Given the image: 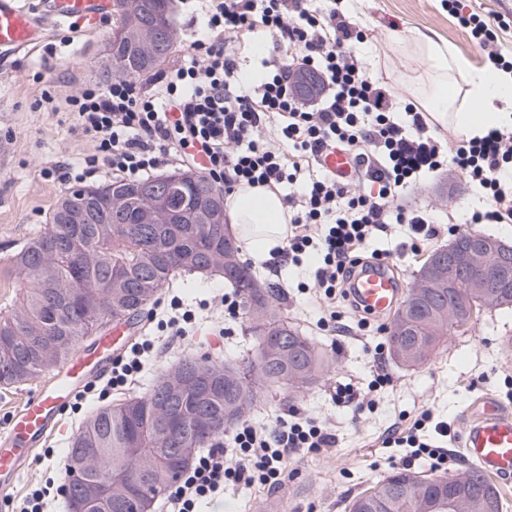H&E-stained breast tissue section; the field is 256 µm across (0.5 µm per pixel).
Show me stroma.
<instances>
[{
	"instance_id": "35a3bbf8",
	"label": "stroma",
	"mask_w": 512,
	"mask_h": 512,
	"mask_svg": "<svg viewBox=\"0 0 512 512\" xmlns=\"http://www.w3.org/2000/svg\"><path fill=\"white\" fill-rule=\"evenodd\" d=\"M343 9L365 30L356 50L402 101L414 99L425 83L426 61L399 49L415 31L435 34L450 48L481 66L482 52L466 30L448 13L444 0H344ZM171 21L176 50L167 60L174 67L190 50L202 23L194 0H172ZM111 25L96 31H50L39 47L20 54L8 75L0 76V260L43 232L58 200L69 189L60 166L83 165L93 145L73 130L68 101L90 87H105L103 70ZM50 91L52 105L41 102ZM406 209L428 211L438 221L437 233L414 241L404 224L391 225L366 244L367 251L386 254L403 286H411L423 258L454 239V225L479 207L466 178L453 168L424 176L405 197ZM315 260L296 266L274 256L255 274L280 291V303L290 323L316 341L332 361L312 386L295 394L269 391L245 414L263 425L276 418L326 424L336 445L317 451L289 453L285 479L271 487L260 483H228L224 493L203 504L202 512H267V502L280 498L281 512H348L350 500L373 487L395 469L433 473L430 459L411 458L408 448L386 445L392 431L408 432L422 414L432 421L418 430L421 441L444 448L455 477L467 467L458 454V437L467 414L485 397L512 411V307H485L463 328L446 336L430 360L406 367L393 360L386 344L389 319L363 318L350 301L337 299L342 321L331 320L314 288ZM231 287L220 275H181L162 288L138 322L136 342L152 341L153 351L143 357V369L130 385L112 391L109 399L141 395L159 376L187 357L239 362L256 354V339L248 331L245 314L225 317L222 295ZM192 310L196 324L186 336L160 328L170 313L171 298ZM389 381L379 385L377 373ZM345 398H337V391ZM107 399L90 393L81 410L65 408L59 428L33 451L13 486L0 491V512H20L23 497L34 488L63 483L64 455L80 425ZM448 425L439 435L435 423ZM415 428V427H414Z\"/></svg>"
}]
</instances>
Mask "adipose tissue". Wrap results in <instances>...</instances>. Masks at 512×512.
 Wrapping results in <instances>:
<instances>
[{
	"label": "adipose tissue",
	"instance_id": "ef3b65f1",
	"mask_svg": "<svg viewBox=\"0 0 512 512\" xmlns=\"http://www.w3.org/2000/svg\"><path fill=\"white\" fill-rule=\"evenodd\" d=\"M408 47L428 63L432 83L420 100L430 120L468 138L512 125L511 76L474 68L467 58L422 31L413 34ZM461 95L468 100L469 111L456 109ZM226 209L236 241L256 262L266 261L288 234V207L281 193L268 187L241 185L228 197Z\"/></svg>",
	"mask_w": 512,
	"mask_h": 512
}]
</instances>
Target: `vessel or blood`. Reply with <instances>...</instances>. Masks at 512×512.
<instances>
[{
	"label": "vessel or blood",
	"mask_w": 512,
	"mask_h": 512,
	"mask_svg": "<svg viewBox=\"0 0 512 512\" xmlns=\"http://www.w3.org/2000/svg\"><path fill=\"white\" fill-rule=\"evenodd\" d=\"M112 12V0H0V71L13 57L35 49L50 28L82 24L96 30ZM323 169L339 180L354 172L351 154L330 148L319 157ZM402 295L399 280L385 265L364 267L353 281L349 296L359 311L380 317L393 312ZM128 341L126 324L113 326L110 337L100 340L94 352L73 356L14 412L8 431L0 436V489L26 460L27 449L37 447L59 425L60 411L85 385L105 377L112 368V353ZM460 446L465 460L484 475L512 482V412L495 400L484 399L476 417L463 429Z\"/></svg>",
	"instance_id": "vessel-or-blood-1"
}]
</instances>
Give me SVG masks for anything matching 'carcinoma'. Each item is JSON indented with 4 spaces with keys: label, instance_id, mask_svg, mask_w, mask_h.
<instances>
[{
    "label": "carcinoma",
    "instance_id": "obj_1",
    "mask_svg": "<svg viewBox=\"0 0 512 512\" xmlns=\"http://www.w3.org/2000/svg\"><path fill=\"white\" fill-rule=\"evenodd\" d=\"M153 0H112L115 29L108 43L112 74L141 78L156 70L147 60H137L139 24L151 22L167 34L164 54L171 55L174 35L170 15L154 14ZM149 179L114 180L82 185L67 192L78 206L91 198L99 203L86 210L82 224H65L59 210L49 216L46 230L31 238L11 256L9 277L22 287L12 311L0 313V385L8 388L32 381L60 366L89 336L99 319L130 322L153 304L159 291L177 274H195L208 254L224 255V207L209 211L207 224H142L147 203L139 189ZM120 191L128 198L121 222L101 203ZM237 275L226 278L241 292L245 308L252 303L255 286L265 292L268 315L248 317L256 337L266 326L270 333L285 334L283 352L269 354L257 368L249 359L239 364L186 358L159 377L143 396H128L100 407L86 418L71 442L66 476L70 496L93 498L97 512H138L129 496V483L151 481L167 485L172 480L167 456L179 448L205 447L176 434L179 420L205 415L211 422L206 442L232 429L256 397L269 388L298 391L330 367L326 352L288 323L275 289L258 280L251 268L235 259ZM396 310L390 328L406 325V336L392 348V358L407 367L428 361L442 337L458 327L464 309L448 306L438 289L423 288L412 301L419 280ZM199 366L203 383L180 378L181 366ZM111 469L101 472L103 461ZM479 493L486 487L496 495L495 512H501L499 492L487 477L470 469ZM457 490L455 479L409 469L389 472L373 487L350 502L349 512H448V494Z\"/></svg>",
    "mask_w": 512,
    "mask_h": 512
}]
</instances>
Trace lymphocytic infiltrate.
Listing matches in <instances>:
<instances>
[{"instance_id": "f902f5d3", "label": "lymphocytic infiltrate", "mask_w": 512, "mask_h": 512, "mask_svg": "<svg viewBox=\"0 0 512 512\" xmlns=\"http://www.w3.org/2000/svg\"><path fill=\"white\" fill-rule=\"evenodd\" d=\"M308 2L202 0L204 33L195 36L179 65L155 76L152 90L116 77L106 88L71 99L74 127L91 140L94 152L65 178L139 179L166 163L187 162L229 194L244 183L294 184L300 159L315 161L328 148H345L372 192L324 176L285 197L291 229L281 256L298 265L316 254L315 286L332 307L358 271L360 246L375 233L407 224L416 235H435L431 216L401 205L422 174L447 166L460 171L485 198L467 223L511 224L512 129L489 130L445 152L414 105H407L405 116L396 115L386 88L352 50L362 32L341 7L320 13ZM448 12L486 63L512 72V54L499 48L500 33L512 21L463 12L459 0H448ZM257 27L271 36L277 52L263 60L262 80L245 92L243 72L226 42ZM287 46L300 48L304 66L324 78L328 93L315 109L291 91L292 63L281 53ZM292 150L299 161L289 159ZM234 441V447L217 443L197 456L168 491L170 512H197L228 481L278 485L290 451L336 444L325 425L284 420L269 428L242 422Z\"/></svg>"}]
</instances>
